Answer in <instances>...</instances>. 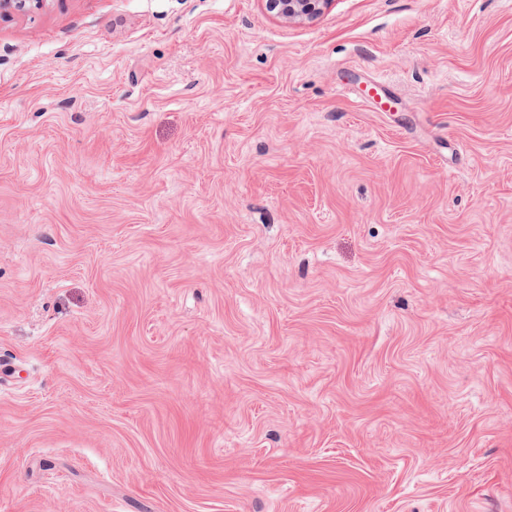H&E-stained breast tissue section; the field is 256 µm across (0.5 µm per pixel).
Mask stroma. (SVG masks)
Listing matches in <instances>:
<instances>
[{
    "label": "stroma",
    "instance_id": "35a3bbf8",
    "mask_svg": "<svg viewBox=\"0 0 512 512\" xmlns=\"http://www.w3.org/2000/svg\"><path fill=\"white\" fill-rule=\"evenodd\" d=\"M0 512H512V0L0 19ZM268 13L286 21H312L321 16L331 0H265Z\"/></svg>",
    "mask_w": 512,
    "mask_h": 512
}]
</instances>
